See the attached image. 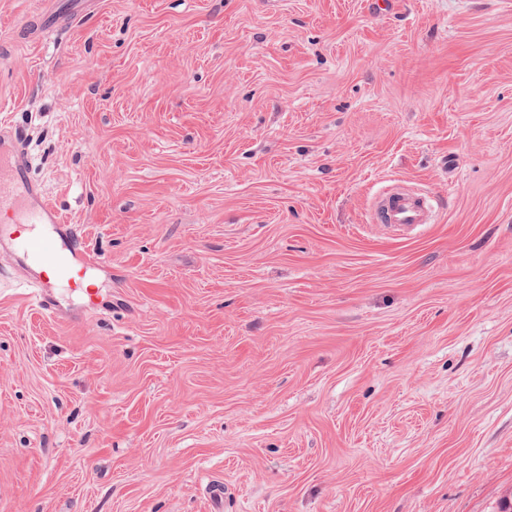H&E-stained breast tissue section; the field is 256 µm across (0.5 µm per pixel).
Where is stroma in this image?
<instances>
[{
    "label": "stroma",
    "mask_w": 512,
    "mask_h": 512,
    "mask_svg": "<svg viewBox=\"0 0 512 512\" xmlns=\"http://www.w3.org/2000/svg\"><path fill=\"white\" fill-rule=\"evenodd\" d=\"M71 5L0 0V128L101 260L54 315L0 247V512H500L512 0ZM432 209L431 199L424 191L391 185L380 194L372 214V222L398 227H418L428 224Z\"/></svg>",
    "instance_id": "stroma-1"
}]
</instances>
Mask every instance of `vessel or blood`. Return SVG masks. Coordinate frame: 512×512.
<instances>
[{"label":"vessel or blood","mask_w":512,"mask_h":512,"mask_svg":"<svg viewBox=\"0 0 512 512\" xmlns=\"http://www.w3.org/2000/svg\"><path fill=\"white\" fill-rule=\"evenodd\" d=\"M4 165L11 174L6 178L0 176V211H10L11 219L0 221V244L13 247L26 282L40 290V307L47 312L55 311L56 303L48 282L41 277L42 269L52 268L57 279L73 285L88 266L97 264L98 258L75 235L41 185L29 178L17 138L0 142V167ZM431 213V199L424 191L391 185L380 194L372 221L417 227L428 223Z\"/></svg>","instance_id":"vessel-or-blood-1"}]
</instances>
